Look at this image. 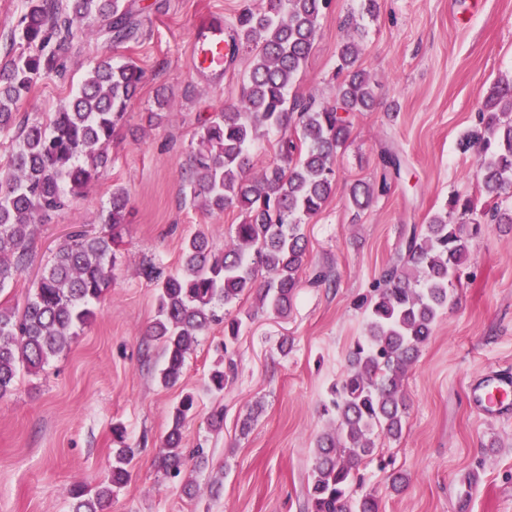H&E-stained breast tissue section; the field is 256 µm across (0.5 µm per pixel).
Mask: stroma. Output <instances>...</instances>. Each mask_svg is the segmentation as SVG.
I'll use <instances>...</instances> for the list:
<instances>
[{
	"mask_svg": "<svg viewBox=\"0 0 512 512\" xmlns=\"http://www.w3.org/2000/svg\"><path fill=\"white\" fill-rule=\"evenodd\" d=\"M136 2L137 40L110 50L80 30L67 58L71 81L104 55L143 72L109 146L112 165L65 212L39 225L31 265L0 293L1 304L23 306L51 252L71 232L99 224L113 188L127 190L130 214L115 280L95 318L42 372L21 373L13 394L0 401V512H70L69 488L106 475L116 421L138 454L108 512H307L316 439L334 426L321 406L365 329L355 300L396 261L407 225L426 223L452 195L476 190L478 158L462 154L459 141L476 124L489 85L512 78V0H381L374 20L362 15L360 0H333L296 90L321 101L333 97L337 46L358 26L375 105L351 115L335 191L303 226L306 258L288 316L241 303L255 317L233 345L236 375L218 397L200 387L224 339L220 325L199 336L178 387L157 385L164 361L148 335L156 290L141 270L152 262L178 271L182 241L200 224L223 249L241 221L232 210L206 215L185 204L181 172L198 117L237 102L250 60L243 48L220 79L200 74L190 64L194 22L212 12L233 26L242 0ZM69 89L55 76L41 77L21 109L45 119ZM161 96L177 114L148 124ZM388 143L404 158L402 177L370 208L354 211L350 186L379 178L378 154ZM468 248L471 266L457 300L407 371L402 435L382 441L362 470L363 489L380 499V512H512V416L480 413L467 396L479 376L512 373V225H487ZM320 268L331 272L335 287L310 286ZM285 339L291 348L284 354ZM183 390L200 397L182 446L205 448L210 462L198 474L184 467L199 487L193 499L154 464ZM217 405L224 408L219 430L208 420ZM250 412L252 427L241 433ZM393 472L408 478L402 493L389 488ZM218 474L223 487L215 494L209 482Z\"/></svg>",
	"mask_w": 512,
	"mask_h": 512,
	"instance_id": "stroma-1",
	"label": "stroma"
}]
</instances>
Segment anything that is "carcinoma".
Segmentation results:
<instances>
[{
    "instance_id": "1",
    "label": "carcinoma",
    "mask_w": 512,
    "mask_h": 512,
    "mask_svg": "<svg viewBox=\"0 0 512 512\" xmlns=\"http://www.w3.org/2000/svg\"><path fill=\"white\" fill-rule=\"evenodd\" d=\"M332 0H249L229 32L233 53H252L239 103L198 120L183 172V194L207 214L228 209L242 214L224 250L214 249L199 226L184 239L179 271L143 269L157 289V315L150 336L159 342L164 366L159 381H180L197 336L224 323V357L205 380L219 396L235 370L229 347L243 318L230 309L255 296L259 307L286 315L300 283L305 257L302 224L319 214L336 185V157L350 134L348 115L367 112L374 85L357 65L363 32L348 34L336 55L332 99L293 92L311 54L321 17ZM136 0H25L0 63V135L16 149L0 164V293L32 261L37 225L48 222L111 164L108 148L137 96L141 72L131 64L97 61L59 109L45 121L19 112L36 82L62 74L74 26L83 24L105 43L118 47L134 38L139 20ZM21 50L14 51L15 45ZM512 79L495 82L483 97L476 127L460 141L463 152L480 158L477 194L452 197L448 210L407 232L400 255L358 301L366 315L365 334L349 353L346 374L330 389L323 412L336 416V428L317 440L307 483L308 512H380L362 487L361 466L376 450V438L397 439L406 403L403 382L420 347L430 338L443 310L455 303L452 280L470 262L468 238L482 232L484 217L512 224L503 198L512 190ZM269 130L280 133L276 162L251 174V147ZM379 183L351 187L349 204L368 208L375 196L399 177L403 158L385 146L379 154ZM128 193L112 191L98 230L68 235L47 260L22 309L0 304V400L15 389L24 369L36 374L47 360L68 349L94 317L112 286L127 224ZM197 412L192 392L180 395L170 411L158 467L181 475L183 430ZM112 465L94 487L76 484L72 512H105L110 499L131 476L136 449L126 430L112 424Z\"/></svg>"
}]
</instances>
